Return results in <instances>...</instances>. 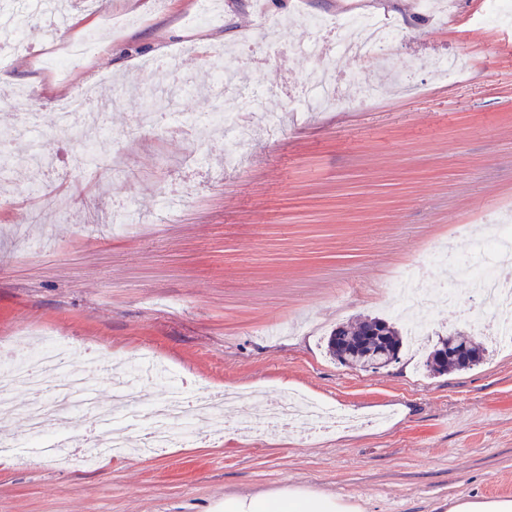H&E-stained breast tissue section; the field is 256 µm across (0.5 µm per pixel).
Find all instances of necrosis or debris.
<instances>
[{
  "instance_id": "1",
  "label": "necrosis or debris",
  "mask_w": 512,
  "mask_h": 512,
  "mask_svg": "<svg viewBox=\"0 0 512 512\" xmlns=\"http://www.w3.org/2000/svg\"><path fill=\"white\" fill-rule=\"evenodd\" d=\"M54 12L52 0H29L26 7H13L8 18L0 17V66H8L15 50L20 46L32 17L45 16ZM302 24L305 34L302 43L307 50L326 58L335 54L362 53L382 57L384 47L397 44L402 29L389 21L378 11L347 10L327 18L304 14ZM236 67L225 62L223 69L214 74L217 108L202 117H184L180 123L185 127L200 130L220 129L229 153H236L247 137L246 126L241 125L242 113L251 112L259 99L257 93L226 95V88L232 87V75ZM377 89H363L359 99L352 100L342 95L340 81L330 68L312 72L304 86L301 98L295 103V110L314 111L327 106L350 108L355 102L376 99ZM92 89L84 88L59 103L60 127L68 132L86 135L87 148L79 153L74 164L78 170L87 172L94 168L106 167L115 173L126 170L124 142L127 132L114 131L104 109L94 107ZM40 115L36 112L20 113L14 127L0 135V168L4 167L14 154L17 141H26L30 159L42 168L54 167L50 151V140L41 135ZM512 255V220H493L487 233L472 240L469 252L461 253L447 246H434L428 254L430 262L448 271L451 277L467 278L475 294L482 300V312L503 339L512 338V319L507 312L512 309V290L507 281L512 273L504 269L505 259ZM73 347L70 342L48 336L43 340L42 353L34 358H17L12 351L0 348V413L8 414L16 409L14 394L25 387L41 391L52 386L54 399L50 402H34L23 411L28 437L32 445L46 448L58 438L53 423L72 394L86 391L84 375L69 365ZM133 386L132 381L116 383L114 391L117 402L104 422L110 432L106 444H92L85 448L82 460L92 463L106 455H125L130 444V429L133 423L144 426L147 445L151 448H168L174 445L178 436L193 437L195 424L199 421L215 423L224 408L238 400L235 392H227L215 399L204 392H197L191 403H184L179 393H172L168 400L150 403H130L126 392ZM350 420L342 410L327 407L307 397L283 398L270 404L261 419L246 417L235 426L238 433L250 436L262 428L277 430H331L342 427Z\"/></svg>"
}]
</instances>
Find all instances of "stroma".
I'll return each instance as SVG.
<instances>
[{
	"label": "stroma",
	"instance_id": "obj_1",
	"mask_svg": "<svg viewBox=\"0 0 512 512\" xmlns=\"http://www.w3.org/2000/svg\"><path fill=\"white\" fill-rule=\"evenodd\" d=\"M403 30L388 69L418 91L385 84L367 56L330 64L347 84H384L356 108L292 112L308 74L325 62L294 50L300 13L333 14L336 0H224V21L190 23L197 0H68L72 30H96L100 16L130 18L106 49L68 82L40 71L46 19L34 21L25 54L0 68V132L27 110L53 133L52 173L17 162L0 182V345L23 357L42 350L41 333L127 365L150 358L163 371L146 388L159 400L184 378L218 394L244 391L222 433L151 454L101 458L75 467L22 449L0 458V512H222L224 498L288 486L358 501L363 512H447L459 496H512V344L461 326L476 312L467 281L453 304L435 302L424 347L464 332L486 349L471 369L430 373L423 355L402 348L380 370L341 365L325 350L336 324L392 318L382 286L415 267L436 240L467 249L487 217L512 208V26L485 25L482 0H456L454 23L416 10L414 0H360ZM280 26V44L243 41L256 12ZM238 48V86L258 88L280 126L255 124L235 167L224 138L170 132L166 114L211 111L208 88L180 97L174 77L205 76ZM462 74L438 76L445 56ZM120 83L113 130L127 129L150 88L160 118L126 142L127 172L100 169L87 181L71 165L80 139L55 131L65 91L88 81ZM31 100L7 102L17 85ZM200 151L205 161L192 168ZM48 184L32 199L30 184ZM96 199L101 221L86 232L81 213L54 216L56 199ZM177 206L162 207L164 193ZM310 396L379 424L331 433L277 431L257 439L233 430L241 415L287 396Z\"/></svg>",
	"mask_w": 512,
	"mask_h": 512
}]
</instances>
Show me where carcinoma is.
I'll list each match as a JSON object with an SVG mask.
<instances>
[{
	"label": "carcinoma",
	"instance_id": "1",
	"mask_svg": "<svg viewBox=\"0 0 512 512\" xmlns=\"http://www.w3.org/2000/svg\"><path fill=\"white\" fill-rule=\"evenodd\" d=\"M405 337L393 323L380 317L354 323L339 324L328 338V351L336 360L348 367L365 369L375 361V353L382 349L399 359ZM484 349L470 339L455 333L440 341L429 351L426 366L437 374L452 370L471 369L481 363Z\"/></svg>",
	"mask_w": 512,
	"mask_h": 512
}]
</instances>
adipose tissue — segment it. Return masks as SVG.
<instances>
[{"label":"adipose tissue","instance_id":"obj_1","mask_svg":"<svg viewBox=\"0 0 512 512\" xmlns=\"http://www.w3.org/2000/svg\"><path fill=\"white\" fill-rule=\"evenodd\" d=\"M224 512H361V507L311 488L290 486L252 496L225 498Z\"/></svg>","mask_w":512,"mask_h":512}]
</instances>
